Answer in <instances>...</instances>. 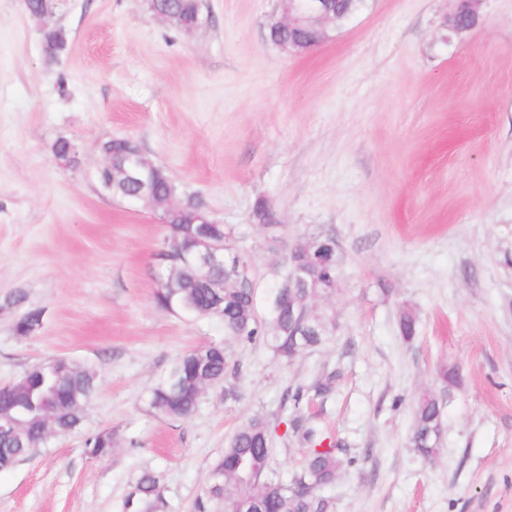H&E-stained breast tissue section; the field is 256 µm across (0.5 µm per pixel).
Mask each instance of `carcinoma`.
Segmentation results:
<instances>
[{"label": "carcinoma", "instance_id": "obj_1", "mask_svg": "<svg viewBox=\"0 0 512 512\" xmlns=\"http://www.w3.org/2000/svg\"><path fill=\"white\" fill-rule=\"evenodd\" d=\"M139 143L130 138L104 141L100 148L113 154L119 164L129 148ZM169 176L159 172L147 185L129 182L111 192L117 199L131 200L151 189L163 199L167 195ZM185 209L167 216V239L176 244L172 260L162 266L161 273L170 276L179 258L195 249L197 225L189 223L193 210L202 207L194 197L183 200ZM224 251L230 253L233 265L213 270L181 272L173 276L172 287L156 289V306L186 317H214L222 313L224 337L236 342L262 341L276 361L290 363L301 352L317 348L329 341L336 322L328 308L313 311L317 296L329 297L334 291L322 288H295L288 291L290 267L284 269L265 287L253 280L235 279L232 270H242L248 263L236 248L232 229L218 226ZM43 319V310L29 309L14 324L21 337L31 334ZM400 331L410 339L416 333V317L409 308L399 316ZM232 353L222 343H209L177 357L150 392V405L160 415L183 419L198 408L208 389L224 385L236 377ZM331 388L330 379H318L310 386L292 389L290 399L299 406L311 393L323 394ZM97 389L93 367L66 357L36 364L10 388L0 391V471L11 469L19 460L32 454L52 434L63 435L78 428L83 412ZM443 430V404L434 395L416 402L412 446L425 456L439 452ZM292 432L307 446L308 463L301 473L283 479L270 468L271 432L267 421L256 416L240 426L225 444L224 453L214 464L210 493L224 498V512H328L329 501L320 490L336 480V476L353 458L341 455L342 445L329 440V448L318 449L325 440L322 430L307 419L293 423ZM85 454L102 458L112 452V432L101 431L85 441ZM164 506L160 477L145 471L123 503L122 512H161Z\"/></svg>", "mask_w": 512, "mask_h": 512}]
</instances>
